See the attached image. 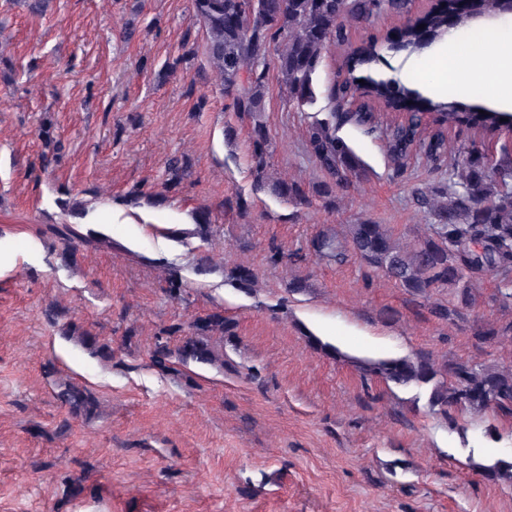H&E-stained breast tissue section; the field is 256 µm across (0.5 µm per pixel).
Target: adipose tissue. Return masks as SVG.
<instances>
[{
    "label": "adipose tissue",
    "mask_w": 512,
    "mask_h": 512,
    "mask_svg": "<svg viewBox=\"0 0 512 512\" xmlns=\"http://www.w3.org/2000/svg\"><path fill=\"white\" fill-rule=\"evenodd\" d=\"M441 73L432 95L444 98L464 89L490 90L501 107H512V24L470 27L464 40L449 39L427 60Z\"/></svg>",
    "instance_id": "adipose-tissue-1"
}]
</instances>
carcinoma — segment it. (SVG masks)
Listing matches in <instances>:
<instances>
[{"label": "carcinoma", "instance_id": "cac0c4a2", "mask_svg": "<svg viewBox=\"0 0 512 512\" xmlns=\"http://www.w3.org/2000/svg\"><path fill=\"white\" fill-rule=\"evenodd\" d=\"M410 0H191L192 17L205 30L203 54L219 76L224 97L231 101L240 119L250 122L249 140L254 163L255 185L295 204H310L317 198L333 211L338 195L353 187L364 172L361 160L337 128L349 121L371 129L376 116L366 102L381 103L403 119L384 130L387 152L400 173L413 154L429 169L448 177L411 191L412 200L428 218L422 235L402 244L384 224L370 219L346 225L342 235L320 233L313 249L323 260L341 264L351 254L367 266L383 272L413 296H426L436 289L451 291L448 304L432 308L441 321H452L475 306L474 282L493 274L503 287L492 298L493 305L512 309V159L505 155L489 164L487 152L476 136L512 131V114L491 108L466 109L461 105L437 103L395 78H362L354 72L379 60L381 45L369 40L352 49L346 60L348 78L335 81L328 97L332 110L325 119H314L305 128L307 151L324 175L308 191L297 181L272 180L269 160L276 142L262 118L267 95V64L274 66L288 102L299 110L316 100L314 76L323 53L332 44L349 39L348 26L357 22L371 26L383 15L404 19L396 38L386 37L387 48L409 55L430 48L448 34V14L433 3L420 17H409ZM424 28H419V25ZM455 132L457 157L446 165L448 132ZM188 160L172 158L167 166L166 185L176 187L190 176ZM54 235L70 244H111L82 236L75 224H54ZM230 278L245 293L256 283L248 266L238 265ZM237 322L222 310H212L194 319L180 344L170 348L166 336L182 331L165 329L155 337L151 361L161 369L191 363L224 366V345L238 339ZM512 335V322L486 323L475 336L481 344H492ZM310 347L334 359L343 354L335 346L308 333ZM365 376L379 378L399 387H425L428 405L445 415L491 410L512 419V368L498 364H477L464 360L439 362L430 356L392 357L370 361ZM71 410L87 418L96 406L89 391L72 388L60 394ZM489 481L512 483V463L498 461L479 466Z\"/></svg>", "mask_w": 512, "mask_h": 512}]
</instances>
